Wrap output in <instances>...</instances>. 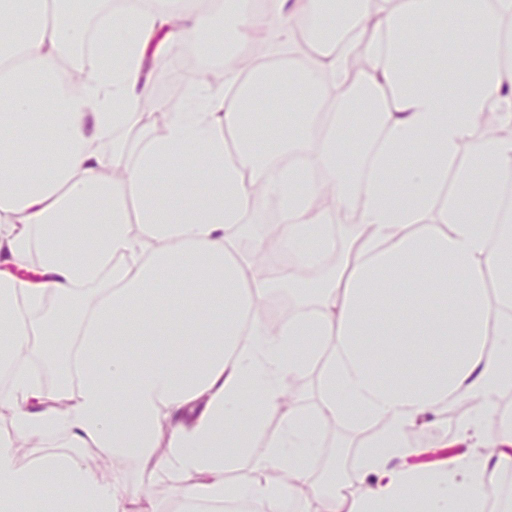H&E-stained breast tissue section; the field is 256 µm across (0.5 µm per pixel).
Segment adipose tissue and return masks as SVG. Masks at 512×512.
Masks as SVG:
<instances>
[{
  "label": "adipose tissue",
  "instance_id": "adipose-tissue-1",
  "mask_svg": "<svg viewBox=\"0 0 512 512\" xmlns=\"http://www.w3.org/2000/svg\"><path fill=\"white\" fill-rule=\"evenodd\" d=\"M193 3L125 0L123 22L98 29L100 45L121 48V69L85 78L68 62L87 20L71 0H0V361L10 373L0 406L13 428L0 439V512H47L34 490L52 483L82 512H158L122 474L102 483L85 448L188 475L168 512H282L312 483L331 420L378 430L363 455L370 482L322 488L324 512H482L491 462L512 460V422L494 439L468 415L460 434L472 454L426 470L409 464L407 436L454 400L512 391V211L499 192L512 138L474 139L479 113L512 122L502 93L512 0H376L386 45L351 41L317 83L305 74L277 87L259 67L231 91L190 92L114 177L101 140L138 124L152 99L144 63L155 38L172 24L184 35L207 28L221 7ZM297 11L318 28L358 25L338 0H301ZM21 13L19 40L2 22ZM441 23L444 48L428 37ZM353 53L381 69L348 76ZM263 93L298 99L288 131L251 108ZM297 146L314 151L359 222L336 274L310 285L280 275L316 299L271 331L253 300L274 284L246 278L261 244L238 245L256 202L247 175L277 198L294 266H323L336 247L331 217L312 210L313 176L275 163ZM73 335L79 380L48 389L20 356L34 348L44 363L70 362L58 343ZM323 351L320 410L284 414L286 375ZM61 431L70 453L20 463V445ZM262 435L263 453L245 448ZM232 468L250 480L229 484Z\"/></svg>",
  "mask_w": 512,
  "mask_h": 512
}]
</instances>
